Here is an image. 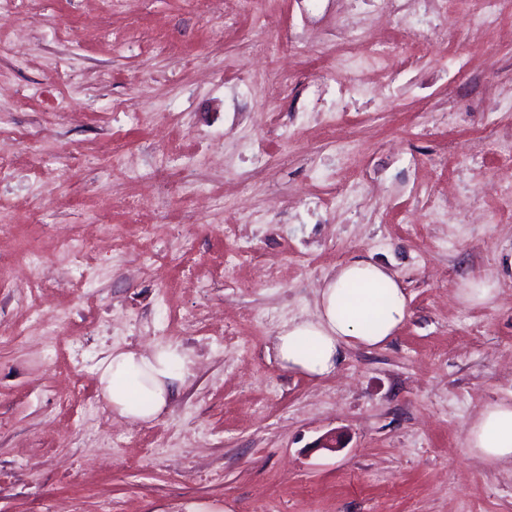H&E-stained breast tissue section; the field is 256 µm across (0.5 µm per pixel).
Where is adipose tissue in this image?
<instances>
[{
  "label": "adipose tissue",
  "instance_id": "adipose-tissue-1",
  "mask_svg": "<svg viewBox=\"0 0 512 512\" xmlns=\"http://www.w3.org/2000/svg\"><path fill=\"white\" fill-rule=\"evenodd\" d=\"M409 300L397 276L362 258L339 267L319 292L315 318L288 324L274 340L281 367L313 379L336 368L345 346L378 347L406 322ZM189 360L176 346L149 352L115 350L99 361L102 396L121 417L147 422L177 395ZM467 447L479 458L512 466V403L486 406L467 429Z\"/></svg>",
  "mask_w": 512,
  "mask_h": 512
}]
</instances>
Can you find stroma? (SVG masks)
Listing matches in <instances>:
<instances>
[{
  "mask_svg": "<svg viewBox=\"0 0 512 512\" xmlns=\"http://www.w3.org/2000/svg\"><path fill=\"white\" fill-rule=\"evenodd\" d=\"M370 9L0 0V512H512V470L466 446L512 402V0L391 19L372 39L411 59L353 69L340 32ZM339 85L371 99L331 124ZM358 256L397 275L405 324L321 379L282 369L279 329ZM480 280L492 299L462 303ZM166 343L192 362L178 397L115 415L99 360Z\"/></svg>",
  "mask_w": 512,
  "mask_h": 512,
  "instance_id": "obj_1",
  "label": "stroma"
}]
</instances>
